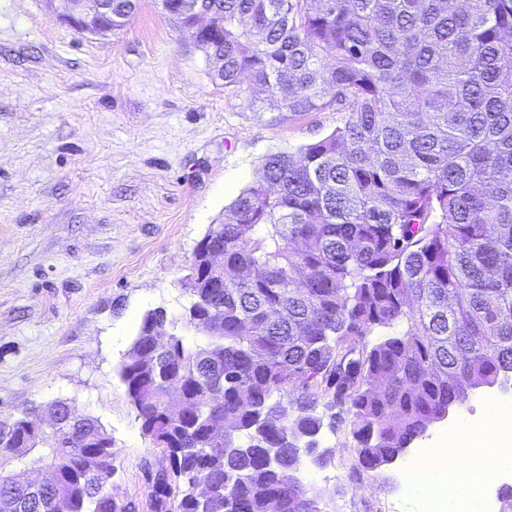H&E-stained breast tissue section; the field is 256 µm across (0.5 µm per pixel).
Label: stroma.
<instances>
[{"instance_id":"35a3bbf8","label":"stroma","mask_w":512,"mask_h":512,"mask_svg":"<svg viewBox=\"0 0 512 512\" xmlns=\"http://www.w3.org/2000/svg\"><path fill=\"white\" fill-rule=\"evenodd\" d=\"M65 0H0V419L30 404L69 402L111 436L113 482L144 512L148 471L165 460L142 434L118 370L144 315L178 318L194 250L263 158L296 151L337 126L338 112L277 122L251 104L247 81L211 76L205 54L140 0L102 36L60 21ZM512 386L469 391L396 462L354 472L347 421L324 427L325 466L300 478L335 489L328 512H425L403 471L442 431L483 422Z\"/></svg>"}]
</instances>
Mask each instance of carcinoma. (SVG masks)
Returning <instances> with one entry per match:
<instances>
[{
	"instance_id": "carcinoma-1",
	"label": "carcinoma",
	"mask_w": 512,
	"mask_h": 512,
	"mask_svg": "<svg viewBox=\"0 0 512 512\" xmlns=\"http://www.w3.org/2000/svg\"><path fill=\"white\" fill-rule=\"evenodd\" d=\"M139 0H112V31ZM216 33L173 14L231 87L283 118L344 114L330 135L265 156L207 236L182 321L141 322L119 375L168 465L149 512H323L298 476L342 408L365 471L464 402L512 381V0H196ZM171 337L144 362L161 329ZM378 340L371 342L369 337ZM38 406L0 420V465L35 451L59 474L10 489L15 512H131L112 437L80 418L39 448ZM232 420L214 444L209 416ZM212 490L201 503L197 481Z\"/></svg>"
}]
</instances>
